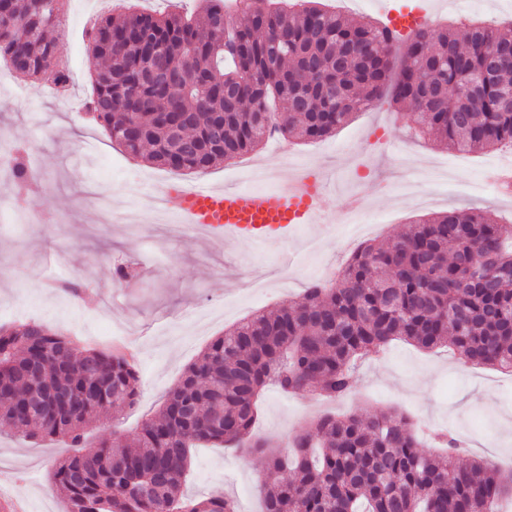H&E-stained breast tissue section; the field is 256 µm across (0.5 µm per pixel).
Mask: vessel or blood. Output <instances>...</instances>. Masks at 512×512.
<instances>
[{
    "mask_svg": "<svg viewBox=\"0 0 512 512\" xmlns=\"http://www.w3.org/2000/svg\"><path fill=\"white\" fill-rule=\"evenodd\" d=\"M386 12L391 29L406 34L423 26L432 3L419 0L411 8L390 5ZM163 194L177 203V223L210 241L269 243L284 239L298 225L315 223L325 202L323 188L308 175L268 190L169 185Z\"/></svg>",
    "mask_w": 512,
    "mask_h": 512,
    "instance_id": "b4317fda",
    "label": "vessel or blood"
}]
</instances>
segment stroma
Returning a JSON list of instances; mask_svg holds the SVG:
<instances>
[{"instance_id": "1", "label": "stroma", "mask_w": 512, "mask_h": 512, "mask_svg": "<svg viewBox=\"0 0 512 512\" xmlns=\"http://www.w3.org/2000/svg\"><path fill=\"white\" fill-rule=\"evenodd\" d=\"M433 25L512 16V0H455ZM70 25L63 64L70 82L66 99L54 97L51 75L20 82L0 58V139L31 146L38 184L17 195L0 179V325L39 320L94 347H129L141 380L137 404L119 424L93 425L84 444L94 452L101 439L131 438L159 408L189 364L225 328L256 312H274L300 300L305 286L339 272L359 247L356 225L347 220L348 197L367 203L371 222L365 240L384 242L404 233L418 216L477 208L512 224V198L490 182L505 163L498 151L457 152L416 137L408 111L382 99L356 113L330 137L294 142L295 165L326 188L319 223L299 225L287 241L211 244L158 220L152 199L160 186L207 179L222 186H249L251 166L265 168V188L284 186L287 167L276 142L198 175L170 171L125 155L83 105L92 94L94 61L85 20L93 0H64ZM424 176L428 196L420 205L406 195L409 178ZM137 270L117 280V265ZM277 269L266 288L246 287L254 268ZM88 282L92 299H73L61 281ZM360 383L345 399L290 396L268 386L260 399L254 432L271 449L286 450L290 438L310 430L321 415H375L400 410L425 430L447 431L470 441L473 458L495 461L512 472V441L501 422L512 423V372L465 363L451 349L423 351L392 342L378 360L359 368ZM69 451L64 441L26 440L0 426V495L24 497L30 512H64L66 504L47 478L49 464ZM263 453L242 455L220 447L193 451L185 485L189 495L223 489L239 512H261L259 477Z\"/></svg>"}]
</instances>
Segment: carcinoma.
<instances>
[{"label": "carcinoma", "mask_w": 512, "mask_h": 512, "mask_svg": "<svg viewBox=\"0 0 512 512\" xmlns=\"http://www.w3.org/2000/svg\"><path fill=\"white\" fill-rule=\"evenodd\" d=\"M61 0H0V57L35 79L68 84L60 66ZM186 19L128 10L86 34L97 65L85 103L133 158L204 173L250 153L275 133L331 136L386 97L410 107L413 130L450 149L512 146V22L421 28L402 39L385 25L352 23L319 0H199ZM0 426L76 449L54 461L66 512H238L214 490L182 484L200 443L261 451L253 429L269 384L287 394L345 398L356 362L394 340L454 348L512 372V224L479 209L436 213L404 236L357 249L334 284L312 283L298 302L253 314L215 338L163 406L132 438L79 451L89 424L117 423L136 403L127 356L79 346L30 321L0 326ZM41 399L40 410L26 406ZM420 451L415 423L396 410L325 415L270 454L263 512H494L506 491L489 458L466 462L458 441Z\"/></svg>", "instance_id": "cac0c4a2"}]
</instances>
